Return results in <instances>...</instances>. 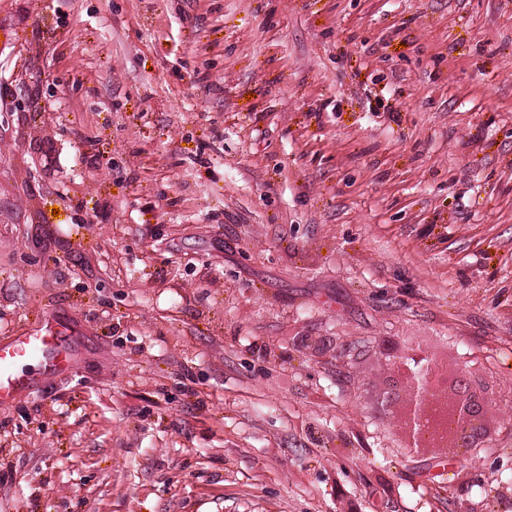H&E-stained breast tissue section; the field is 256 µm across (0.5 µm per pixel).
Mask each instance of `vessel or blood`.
Wrapping results in <instances>:
<instances>
[{
    "mask_svg": "<svg viewBox=\"0 0 512 512\" xmlns=\"http://www.w3.org/2000/svg\"><path fill=\"white\" fill-rule=\"evenodd\" d=\"M73 352L72 337L53 320L0 345V405L31 392L34 379L27 374V367L36 365L43 375L56 376L67 370Z\"/></svg>",
    "mask_w": 512,
    "mask_h": 512,
    "instance_id": "1",
    "label": "vessel or blood"
}]
</instances>
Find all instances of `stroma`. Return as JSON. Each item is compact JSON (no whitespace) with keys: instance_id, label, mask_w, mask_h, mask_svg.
I'll list each match as a JSON object with an SVG mask.
<instances>
[{"instance_id":"35a3bbf8","label":"stroma","mask_w":512,"mask_h":512,"mask_svg":"<svg viewBox=\"0 0 512 512\" xmlns=\"http://www.w3.org/2000/svg\"><path fill=\"white\" fill-rule=\"evenodd\" d=\"M0 512H512V0H0ZM425 351L479 465L411 449ZM398 382L393 414L378 405ZM30 78L27 79L26 77L21 78V80L18 83L19 88V98L17 97V108H20V112L26 113L29 116V119L31 116L39 115L42 110L45 112L46 106L45 104L41 105V98H39L38 94H35L31 90L30 85ZM73 352L72 336L53 319L0 345V405L32 391L35 379L25 372L27 366H39L46 376L60 375L67 370Z\"/></svg>"}]
</instances>
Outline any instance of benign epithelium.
Returning a JSON list of instances; mask_svg holds the SVG:
<instances>
[{
	"label": "benign epithelium",
	"mask_w": 512,
	"mask_h": 512,
	"mask_svg": "<svg viewBox=\"0 0 512 512\" xmlns=\"http://www.w3.org/2000/svg\"><path fill=\"white\" fill-rule=\"evenodd\" d=\"M19 98L17 107L20 112H29L35 116L46 110L41 98L31 90L30 80L22 78L18 83ZM409 379L420 407L410 418L413 447L426 445L427 439L436 433L444 432L451 438L452 447L461 456L477 464L476 448L480 447L479 419L483 407L489 398L479 392L475 381L464 371L456 378V407L441 411L439 407H428L426 402L442 393L446 380L438 363L429 354H423L412 365H408Z\"/></svg>",
	"instance_id": "benign-epithelium-1"
}]
</instances>
